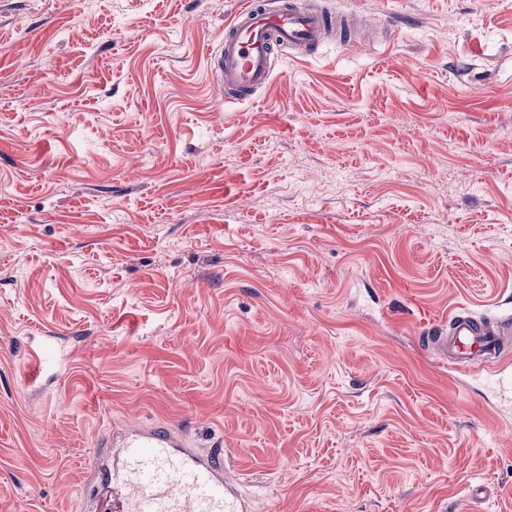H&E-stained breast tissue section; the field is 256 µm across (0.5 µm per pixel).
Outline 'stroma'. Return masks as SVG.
Masks as SVG:
<instances>
[{
	"instance_id": "obj_1",
	"label": "stroma",
	"mask_w": 512,
	"mask_h": 512,
	"mask_svg": "<svg viewBox=\"0 0 512 512\" xmlns=\"http://www.w3.org/2000/svg\"><path fill=\"white\" fill-rule=\"evenodd\" d=\"M319 2L395 33L228 105L242 0H0V512L151 424L252 512H512V413L420 341L512 309V0Z\"/></svg>"
}]
</instances>
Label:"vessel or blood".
<instances>
[{"instance_id": "vessel-or-blood-1", "label": "vessel or blood", "mask_w": 512, "mask_h": 512, "mask_svg": "<svg viewBox=\"0 0 512 512\" xmlns=\"http://www.w3.org/2000/svg\"><path fill=\"white\" fill-rule=\"evenodd\" d=\"M331 33L339 44L355 43L342 18L296 7L293 0L275 9L265 0H244L210 55L214 84L225 102L249 100L269 85L277 47L308 56ZM423 346L454 374H477L512 387L511 313L477 315L458 308L428 331ZM112 444L119 460L107 466L97 459L89 469L92 495L110 512H247L215 454L189 447L171 427L127 428Z\"/></svg>"}]
</instances>
